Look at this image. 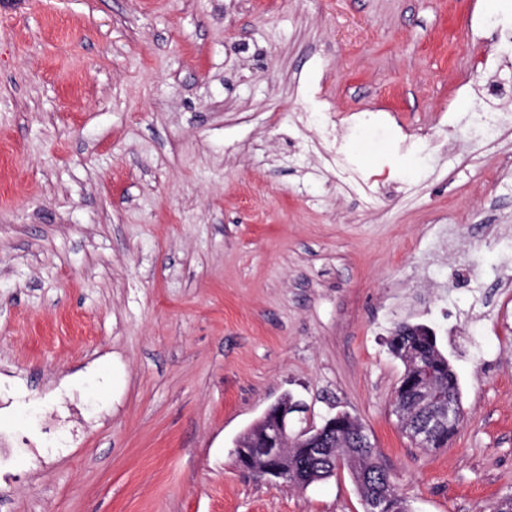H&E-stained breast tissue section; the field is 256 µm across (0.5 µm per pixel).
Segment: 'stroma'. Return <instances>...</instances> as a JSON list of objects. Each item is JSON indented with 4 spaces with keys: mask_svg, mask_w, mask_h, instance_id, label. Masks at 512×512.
Wrapping results in <instances>:
<instances>
[{
    "mask_svg": "<svg viewBox=\"0 0 512 512\" xmlns=\"http://www.w3.org/2000/svg\"><path fill=\"white\" fill-rule=\"evenodd\" d=\"M512 0H0V512H363L239 469L284 394L410 512L512 495ZM464 418L415 447L394 327ZM404 327V324H398L394 331L403 329ZM422 328L429 331L428 336H419L420 330L415 328L403 329L400 332L392 334V336H403L399 337L398 341L404 340V336H411L414 339L413 356H407L402 352V348L410 350L411 341L402 343V348H391L389 346L390 351L399 358L404 365L403 375L397 390H402L405 387L408 388L405 393H401L400 396L397 397L398 410L399 413L400 410H402L406 414L415 408L416 413L411 418V422L417 421L420 413L423 415L427 411H436L441 403L447 401L448 398L455 399L458 403L460 401L457 378L448 359L438 348L436 334H432V330L428 327L423 326ZM424 369L431 373L435 384L432 399L428 407L418 409L417 406L414 405L412 392L415 389V382L418 376ZM460 417L461 410L459 405L451 400H448V406L446 408L428 414L420 423L415 425V431L420 439L421 446L425 448L430 447L438 431L447 425L457 424L459 421L461 423L462 417L461 420ZM458 427L449 429L446 435H441L436 441L435 447L432 448H444L446 444L448 445V441L456 434Z\"/></svg>",
    "mask_w": 512,
    "mask_h": 512,
    "instance_id": "stroma-1",
    "label": "stroma"
}]
</instances>
